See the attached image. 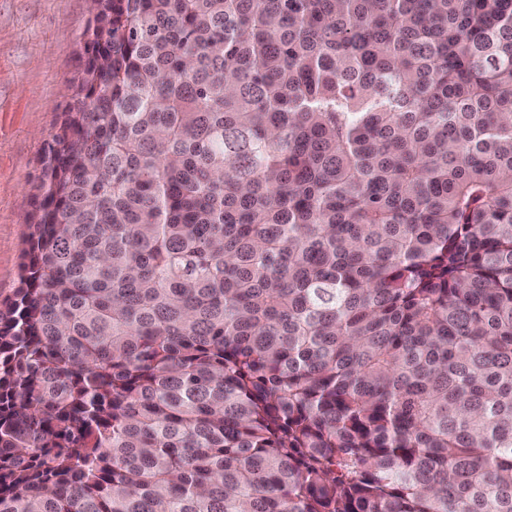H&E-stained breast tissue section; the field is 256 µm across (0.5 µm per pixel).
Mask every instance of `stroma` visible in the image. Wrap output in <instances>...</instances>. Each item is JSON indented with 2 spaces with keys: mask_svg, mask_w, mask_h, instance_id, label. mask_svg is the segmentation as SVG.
I'll list each match as a JSON object with an SVG mask.
<instances>
[{
  "mask_svg": "<svg viewBox=\"0 0 512 512\" xmlns=\"http://www.w3.org/2000/svg\"><path fill=\"white\" fill-rule=\"evenodd\" d=\"M93 16L92 0H0V303L20 286L44 159Z\"/></svg>",
  "mask_w": 512,
  "mask_h": 512,
  "instance_id": "35a3bbf8",
  "label": "stroma"
}]
</instances>
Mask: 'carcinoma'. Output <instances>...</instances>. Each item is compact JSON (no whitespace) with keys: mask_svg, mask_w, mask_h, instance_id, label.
Listing matches in <instances>:
<instances>
[{"mask_svg":"<svg viewBox=\"0 0 512 512\" xmlns=\"http://www.w3.org/2000/svg\"><path fill=\"white\" fill-rule=\"evenodd\" d=\"M0 512H512V0H94Z\"/></svg>","mask_w":512,"mask_h":512,"instance_id":"1","label":"carcinoma"}]
</instances>
